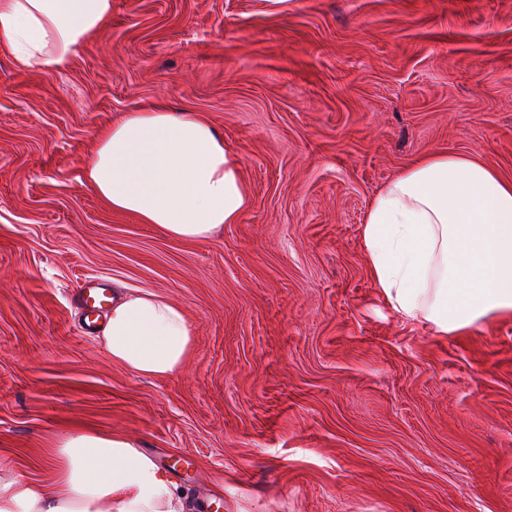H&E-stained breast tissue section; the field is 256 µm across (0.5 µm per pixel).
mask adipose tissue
<instances>
[{"label": "adipose tissue", "mask_w": 512, "mask_h": 512, "mask_svg": "<svg viewBox=\"0 0 512 512\" xmlns=\"http://www.w3.org/2000/svg\"><path fill=\"white\" fill-rule=\"evenodd\" d=\"M112 17V0H0V45L17 65L63 70ZM83 177L112 210L171 238L203 239L251 200L240 163L197 112L128 113L98 136ZM362 239L372 280L401 316L448 333L512 315V180L458 153L418 159L371 201ZM134 375L176 373L193 349L183 305L121 290L101 330ZM55 489L0 477V512H186V492L120 433L74 430L54 445Z\"/></svg>", "instance_id": "ef3b65f1"}]
</instances>
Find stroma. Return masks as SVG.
<instances>
[{
	"label": "stroma",
	"instance_id": "35a3bbf8",
	"mask_svg": "<svg viewBox=\"0 0 512 512\" xmlns=\"http://www.w3.org/2000/svg\"><path fill=\"white\" fill-rule=\"evenodd\" d=\"M203 114L251 204L173 239L82 171L144 106ZM512 179V0H112L61 72L0 47V466L52 490L53 441L138 440L194 512H512V317L395 313L362 239L419 157ZM186 311L190 359L135 376L80 331L78 290Z\"/></svg>",
	"mask_w": 512,
	"mask_h": 512
}]
</instances>
